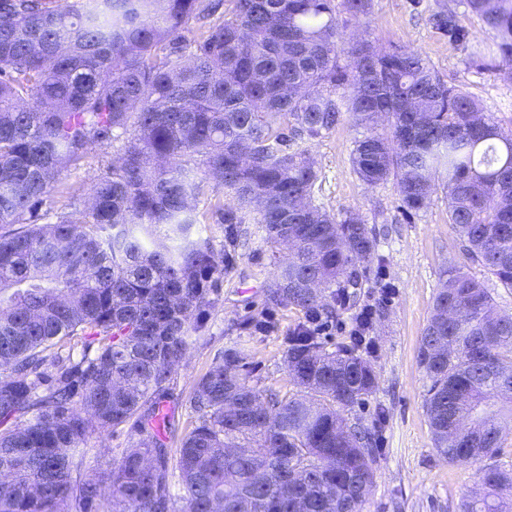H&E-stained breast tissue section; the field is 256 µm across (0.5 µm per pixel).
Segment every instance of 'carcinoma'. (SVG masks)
<instances>
[{"mask_svg": "<svg viewBox=\"0 0 512 512\" xmlns=\"http://www.w3.org/2000/svg\"><path fill=\"white\" fill-rule=\"evenodd\" d=\"M227 2L210 23L205 0H0V512H363L371 436L342 413L377 376L355 339L328 350L310 316L348 301L375 242L358 216L312 202L317 171L293 148L344 112L386 120L355 142L359 179L394 180L409 213L443 187L466 254L512 289V134L418 53L345 37L339 16L371 0ZM466 5L497 39L483 64L512 76V0ZM431 22L468 47L455 11ZM120 139L87 207L38 222L62 172ZM212 180L238 202L214 206L219 256L195 208ZM253 234L300 243L266 289L267 306L302 312L284 337L297 391L250 384L248 354L224 349L173 453L156 421L174 369ZM160 236L173 245L152 247ZM445 276L420 345L429 426L448 462L491 459L512 430V317L474 277ZM274 328L266 311L239 323ZM124 428L132 444L88 468L91 435ZM463 512H512V469L486 467Z\"/></svg>", "mask_w": 512, "mask_h": 512, "instance_id": "1", "label": "carcinoma"}]
</instances>
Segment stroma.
Returning a JSON list of instances; mask_svg holds the SVG:
<instances>
[{"mask_svg":"<svg viewBox=\"0 0 512 512\" xmlns=\"http://www.w3.org/2000/svg\"><path fill=\"white\" fill-rule=\"evenodd\" d=\"M455 10L470 33L468 47L448 43L428 23L441 5ZM345 34H363L378 44L414 50L446 83L474 97L502 131H512V79L479 67L473 53H493V33L472 15L466 0H372L367 17L343 18ZM364 127L343 119L335 130L298 142L299 150L315 161L318 180L313 202L344 217L357 214L376 242L372 260L361 267L360 286L340 310L324 338L327 345L348 336L353 318L364 306L380 307L370 331L369 356L378 377L374 393L348 411L349 422L372 435L370 445L375 481L364 512H461V506L480 481V465L451 464L433 443L425 400L430 381L419 364V345L434 297L445 271L455 268L480 280L501 313L512 316V289L503 287L470 259L448 222L444 190H437L426 207L408 214L394 181L365 186L355 174L351 155ZM111 148L93 146L77 167L64 173L67 190L52 193L42 206L53 214L69 211L72 201H84L106 169ZM285 251L271 253L260 236L238 249L225 273L221 302L207 318L176 369L175 394L181 404L174 420L179 430L190 426L183 405L195 380L208 370L215 354L240 343L247 350L252 380L259 386H282L287 381L283 338L300 319L294 310L274 312L275 331L253 336L238 324L265 306V289Z\"/></svg>","mask_w":512,"mask_h":512,"instance_id":"35a3bbf8","label":"stroma"}]
</instances>
